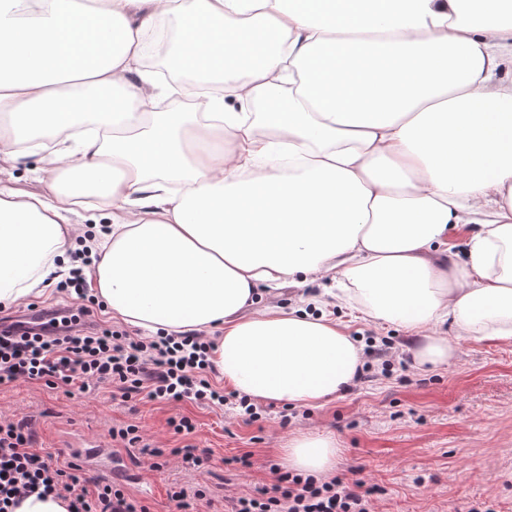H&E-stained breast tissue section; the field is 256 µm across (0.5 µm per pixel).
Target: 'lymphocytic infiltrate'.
<instances>
[{"instance_id":"1","label":"lymphocytic infiltrate","mask_w":512,"mask_h":512,"mask_svg":"<svg viewBox=\"0 0 512 512\" xmlns=\"http://www.w3.org/2000/svg\"><path fill=\"white\" fill-rule=\"evenodd\" d=\"M212 347L201 336L146 340L95 324L0 335V384L23 378L69 394L108 385L115 402L142 394L158 402L221 406L226 398L212 379ZM78 469L76 462L63 465L38 452L26 423L0 425V512H13L34 493L68 499L70 512H149L119 485H86ZM268 470V483L254 495L229 499L226 512H375L364 481L336 476L322 482L276 464Z\"/></svg>"}]
</instances>
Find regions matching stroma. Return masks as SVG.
<instances>
[{
	"instance_id": "1",
	"label": "stroma",
	"mask_w": 512,
	"mask_h": 512,
	"mask_svg": "<svg viewBox=\"0 0 512 512\" xmlns=\"http://www.w3.org/2000/svg\"><path fill=\"white\" fill-rule=\"evenodd\" d=\"M47 176L37 157L0 156V182L20 196L43 193ZM330 316L354 336H377L408 356L413 338L403 328L379 323L347 307ZM439 331L456 349L451 364L433 370L408 367L391 377L361 379L315 408L260 403V421L248 424L231 407L189 402L163 404L140 397L133 407L113 404L107 388L65 394L19 379L0 385V423L25 421L36 448L107 439L110 428L138 425L164 464L136 448L119 449L138 476L132 497L150 512H176L167 496L173 484L203 486L199 512H224V501L248 495L269 480L268 466H286L284 450L301 433L335 439V474L375 490L376 512H512V340L456 336ZM185 415L196 430L190 442L210 452L205 469L187 471L174 456L184 439L168 418ZM250 456L243 466L242 456Z\"/></svg>"
}]
</instances>
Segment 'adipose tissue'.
Here are the masks:
<instances>
[{
  "label": "adipose tissue",
  "mask_w": 512,
  "mask_h": 512,
  "mask_svg": "<svg viewBox=\"0 0 512 512\" xmlns=\"http://www.w3.org/2000/svg\"><path fill=\"white\" fill-rule=\"evenodd\" d=\"M79 13L0 0V153L49 173L37 195L0 183V304L64 275L70 218L95 208L106 314L219 329L210 360L252 398L316 406L354 381L362 349L336 321L247 310L324 272L415 335L418 369L455 356L437 324L512 339V0H95L76 53ZM162 33L197 85L159 84L145 49ZM157 87L195 111H152ZM338 453L319 434L285 450L315 475Z\"/></svg>",
  "instance_id": "adipose-tissue-1"
}]
</instances>
